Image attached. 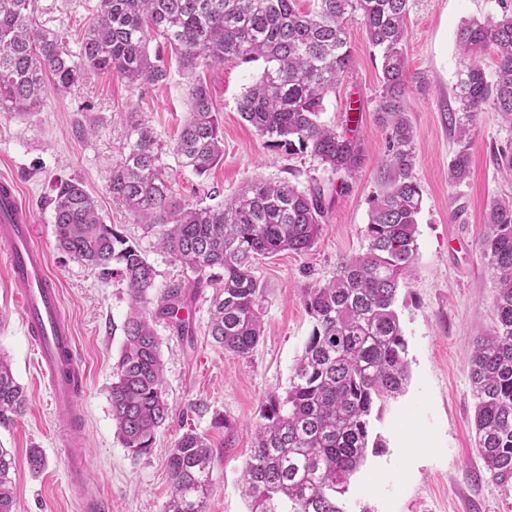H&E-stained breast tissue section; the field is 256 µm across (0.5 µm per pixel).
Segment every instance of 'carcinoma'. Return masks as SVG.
Instances as JSON below:
<instances>
[{
    "label": "carcinoma",
    "instance_id": "obj_1",
    "mask_svg": "<svg viewBox=\"0 0 512 512\" xmlns=\"http://www.w3.org/2000/svg\"><path fill=\"white\" fill-rule=\"evenodd\" d=\"M464 23L457 31L462 69L451 111L457 141L448 179L469 177L467 146L478 112L492 103L512 125V4ZM410 0H98L94 21L67 48V32L39 24L35 0H0V112L33 114L51 91L65 92L94 73H112L133 87H158L180 69L228 61L258 62V79L238 111L274 151L310 155L324 171L352 174L364 161L361 138L319 121L325 96L350 70L348 24L360 20L380 56V119L390 131L382 188L364 228L366 249L342 258L336 275L303 291L313 320L285 395L261 407L240 480L249 512H346L343 496L367 455L385 451L373 434L376 402L403 392L409 379L407 341L396 309L417 252L422 192L416 180L413 127L405 116ZM161 38L149 52L150 34ZM494 74L481 64L487 49ZM191 112L172 153L179 167L206 175L224 157V129L207 83L190 86ZM160 144L142 119L128 129V150L112 165L108 191L135 224L158 230L160 247L213 288L209 333L238 357L258 345L263 287L260 258L310 250L326 217L324 186L255 180L216 204L178 200L160 163ZM499 171L512 178V146L497 149ZM58 249L118 277L129 297L123 341L111 385L112 420L132 457L148 455L169 415L161 341L150 316L157 271L120 226L107 224L75 179H58L48 198ZM480 257L490 273L496 317L477 341L468 369L476 401L475 445L490 477L512 484V199H494L486 214ZM185 285L168 287L158 315L185 330ZM24 387L0 355V423L27 409ZM15 459L0 447V512H16ZM172 494L165 512H205L213 449L188 429L168 450Z\"/></svg>",
    "mask_w": 512,
    "mask_h": 512
}]
</instances>
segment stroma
I'll return each instance as SVG.
<instances>
[{
	"instance_id": "1",
	"label": "stroma",
	"mask_w": 512,
	"mask_h": 512,
	"mask_svg": "<svg viewBox=\"0 0 512 512\" xmlns=\"http://www.w3.org/2000/svg\"><path fill=\"white\" fill-rule=\"evenodd\" d=\"M80 0H35L41 25L68 31L77 41L92 22ZM496 0H413L407 15L410 89L406 115L413 127L415 177L422 189L414 270L398 294L408 343L410 379L405 391L377 402L373 431L384 454L368 456L345 496L347 512H512V490L491 479L474 442L475 400L468 364L479 337L493 327L494 282L479 254L484 217L493 199L512 196V182L497 168L498 147L512 143V127L493 105L479 112L470 140V176L448 179L460 148L448 125L460 77L456 34L468 20L498 12ZM353 62L336 92L328 94L322 123L344 130L354 122L365 160L354 174L324 172L313 157L288 158L267 148L244 121L237 101L260 74L259 63L228 62L203 71L223 119L224 157L206 176L178 166L173 142L190 111V81L171 66L166 84L140 90L109 73L90 76L70 92L49 93L41 112L20 118L0 112V178L15 180L38 235L48 244V265L73 327L86 384V484L107 512H164L171 495L167 450L187 429L206 436L214 450L213 487L206 512H247L239 484L254 428L266 398L284 394L312 327L302 294L325 283L338 261L365 250L370 202L380 190L389 154V129L378 118L380 64L359 20L349 23ZM356 111H349V103ZM147 120L162 147L161 162L174 195L186 203L233 196L255 179L288 180L306 187L324 182L327 215L315 246L260 260L255 275L264 288L258 309L263 336L246 358L224 351L208 332L211 289L193 295L191 335L155 318L170 413L152 452L132 458L112 423L110 387L129 307L115 278L60 252L47 205L58 178H75L95 200L106 223L120 225L155 267L151 292L160 302L168 284H192L194 273L158 247L156 232L131 223L112 204L107 185L126 146L131 119ZM20 285L0 261V353L24 387L23 417L0 424V446L16 461V512H80L61 447L50 392L39 376L22 324ZM42 449L46 468L32 472L31 448Z\"/></svg>"
}]
</instances>
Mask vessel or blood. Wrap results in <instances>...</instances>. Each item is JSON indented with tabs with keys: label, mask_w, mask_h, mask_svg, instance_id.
<instances>
[{
	"label": "vessel or blood",
	"mask_w": 512,
	"mask_h": 512,
	"mask_svg": "<svg viewBox=\"0 0 512 512\" xmlns=\"http://www.w3.org/2000/svg\"><path fill=\"white\" fill-rule=\"evenodd\" d=\"M0 247L10 278L23 287L22 322L34 346L37 369L48 381L55 418L66 431L69 480L79 489L86 475L80 412L85 374L58 283L49 271L47 249L36 236L16 185L6 178L0 180Z\"/></svg>",
	"instance_id": "vessel-or-blood-1"
}]
</instances>
